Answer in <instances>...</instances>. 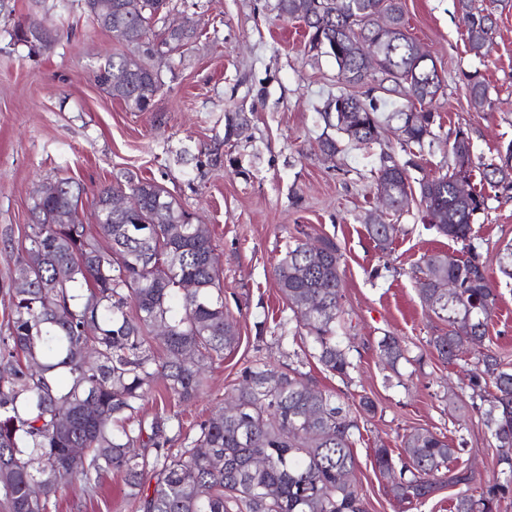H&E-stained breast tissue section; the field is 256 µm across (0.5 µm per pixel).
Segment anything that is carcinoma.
Returning a JSON list of instances; mask_svg holds the SVG:
<instances>
[{
	"label": "carcinoma",
	"instance_id": "cac0c4a2",
	"mask_svg": "<svg viewBox=\"0 0 512 512\" xmlns=\"http://www.w3.org/2000/svg\"><path fill=\"white\" fill-rule=\"evenodd\" d=\"M119 0H83L84 10L118 43L138 51L136 58L112 54L93 69L95 83L132 112H148L164 86L149 60L171 56L200 37L154 30L155 17L169 0H141L136 13L116 7ZM466 20L468 51L487 55L497 27L493 9L475 0H455ZM283 17L303 21L309 50L332 57L340 80L359 85L363 75L382 68L391 74L390 92L405 99L387 113L377 99L348 95V112L333 103L321 113L325 127L350 142H380L384 126L398 121L405 145L424 149L436 138L435 114L409 105L431 101L442 81L416 64L418 44L404 32L402 0H277ZM380 13L383 33L366 18ZM35 20L17 21L11 40L35 53L27 30ZM381 40L379 66L351 44L353 39ZM474 108L491 106L488 87L470 79ZM240 113L224 114V141L238 135ZM450 170L412 182L409 163L382 158L376 189L397 215L417 196L436 231L467 244L469 258L448 254L424 257V278L447 281L455 291L433 313L448 333L433 339L438 355L451 361L461 347L482 344L498 294L481 255L470 244L474 216L486 209L492 190L512 189V166L493 159L481 172L486 187L470 186L472 146L461 129L449 134ZM57 196H32L33 224L27 245L13 269L9 289L12 315L0 334V500L8 512H46L68 482L93 489L106 472L120 474L137 512H363L352 445L357 418L336 397L312 388L296 368L265 363L247 366L228 397L241 409L231 419L220 408L198 425L187 446L172 448L183 432L180 413L162 405L150 415L142 408L158 385L180 401L205 386V369L235 346L238 333L224 311V289L211 230L157 182L128 180L98 190L92 234L79 214L85 188L70 178L56 181ZM130 194L138 207L115 209L111 198ZM369 238L384 251L400 225L366 221ZM318 262L297 239L273 268L287 303L279 327L294 326L329 372L349 377L354 364L340 345L346 330L341 305L342 253L336 242L320 238ZM499 272L512 280V245L497 254ZM160 341L162 352L153 342ZM379 356L391 365L405 358L396 336L378 342ZM473 389L484 425L499 448L512 449V368L486 349L478 359ZM82 448L79 458L70 449ZM456 449L428 429L406 436L405 457L395 464L392 450H373L372 465L395 475V494L423 503L441 484L467 485L464 473L448 475ZM503 481L481 491L467 487L456 494L455 512H497L500 495L512 487V456Z\"/></svg>",
	"mask_w": 512,
	"mask_h": 512
}]
</instances>
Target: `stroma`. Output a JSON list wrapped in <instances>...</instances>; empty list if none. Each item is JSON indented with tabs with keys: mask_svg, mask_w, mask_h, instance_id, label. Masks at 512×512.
I'll return each instance as SVG.
<instances>
[{
	"mask_svg": "<svg viewBox=\"0 0 512 512\" xmlns=\"http://www.w3.org/2000/svg\"><path fill=\"white\" fill-rule=\"evenodd\" d=\"M173 3L169 21L192 16L210 39L192 44L183 58L160 59L165 85L149 112L129 111L95 84L94 66L120 46L80 5L61 16L35 0H8L0 12V332L11 314L7 289L32 222L35 189L62 177L81 183L80 214L90 224L99 187L129 176L156 181L209 225L224 304L239 332L238 344L210 366L204 393L180 405L184 437H193L198 424L223 406L245 366L290 365L350 407L363 395L375 402V413L360 415L353 445L364 512H454L456 490L448 486L421 504L397 499L391 479L373 470L371 455L380 445L402 453L404 436L424 428L459 448L449 467L466 471L472 487H488L500 476L503 451L472 406L471 379L482 346L442 360L431 340L448 327L417 291L423 256L462 258L466 251L431 229L415 199L401 213L403 231L387 250L374 247L365 222L377 206L381 152L409 162L411 178L418 179L447 170L446 140L455 129L472 140L476 172L512 142V0L494 4L498 22L485 62L467 49L454 0H403L410 36L444 80L427 105L438 123L434 146L423 152L403 147L390 126L368 148L341 142L332 159L318 148L325 129L319 110L336 94L364 95L378 87L379 77L363 86L343 83L332 57L305 52L303 22L278 18L276 0ZM30 14L54 36L50 49L33 57L8 36L14 22ZM472 76L487 85L492 107L472 106ZM228 112L246 119L229 140ZM213 153L220 156L215 166L207 162ZM301 232L332 238L343 254L342 306L351 324L343 342L355 364L346 379L325 370L298 342L281 338L286 302L272 271ZM472 235L499 294L483 346L512 362V281L497 267L499 249L512 244V189L491 197L475 216ZM388 334L406 349V361L394 369L378 356V342ZM48 512L134 509L122 477L108 473L91 494L70 485Z\"/></svg>",
	"mask_w": 512,
	"mask_h": 512,
	"instance_id": "1",
	"label": "stroma"
}]
</instances>
